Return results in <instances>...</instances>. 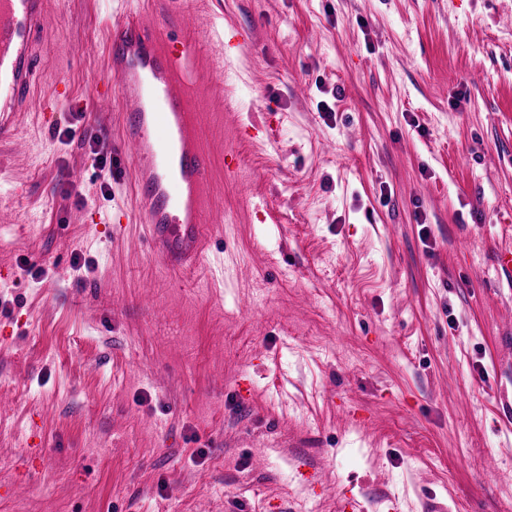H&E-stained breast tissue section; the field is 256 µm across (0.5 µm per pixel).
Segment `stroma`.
<instances>
[{
  "instance_id": "stroma-1",
  "label": "stroma",
  "mask_w": 512,
  "mask_h": 512,
  "mask_svg": "<svg viewBox=\"0 0 512 512\" xmlns=\"http://www.w3.org/2000/svg\"><path fill=\"white\" fill-rule=\"evenodd\" d=\"M162 2L224 279L93 161L123 0H49L0 137V512H512V0Z\"/></svg>"
}]
</instances>
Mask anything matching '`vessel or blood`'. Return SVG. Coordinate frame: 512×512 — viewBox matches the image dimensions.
<instances>
[{
	"label": "vessel or blood",
	"instance_id": "b4317fda",
	"mask_svg": "<svg viewBox=\"0 0 512 512\" xmlns=\"http://www.w3.org/2000/svg\"><path fill=\"white\" fill-rule=\"evenodd\" d=\"M47 0H0V135L25 111L40 67ZM185 17L160 14L148 26L124 12L108 26L107 74L130 104L123 115L117 161H134L147 243L170 269L205 259V206L211 160L200 144L190 93L193 46Z\"/></svg>",
	"mask_w": 512,
	"mask_h": 512
}]
</instances>
